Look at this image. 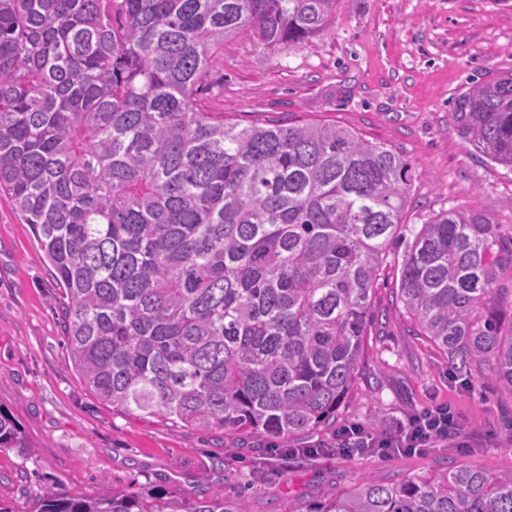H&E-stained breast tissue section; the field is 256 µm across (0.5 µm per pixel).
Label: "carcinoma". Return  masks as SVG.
<instances>
[{
    "label": "carcinoma",
    "mask_w": 512,
    "mask_h": 512,
    "mask_svg": "<svg viewBox=\"0 0 512 512\" xmlns=\"http://www.w3.org/2000/svg\"><path fill=\"white\" fill-rule=\"evenodd\" d=\"M336 0H0V194L60 290L69 359L102 403L250 431L270 449L334 417L379 286L448 369L512 392V233L474 206L404 222L409 161L314 120L242 126L199 94L224 43L299 46ZM512 167V73L454 101ZM486 371L472 374V367ZM0 409V451L28 456ZM32 512H250L201 488L43 486ZM290 512H512V459L363 479Z\"/></svg>",
    "instance_id": "carcinoma-1"
}]
</instances>
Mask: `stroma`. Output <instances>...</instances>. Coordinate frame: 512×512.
<instances>
[{
    "label": "stroma",
    "mask_w": 512,
    "mask_h": 512,
    "mask_svg": "<svg viewBox=\"0 0 512 512\" xmlns=\"http://www.w3.org/2000/svg\"><path fill=\"white\" fill-rule=\"evenodd\" d=\"M512 72V0H336L327 28L300 46L225 42L206 108L241 125L333 121L403 154L412 165L408 223L477 206L512 229V169L458 133L453 99ZM57 288L31 228L0 195V407L20 424L28 459L0 453V502L26 512L39 485L96 494L144 486L193 496L201 482L227 498L249 492L251 512H287L311 492L327 497L369 478L392 484L457 465L485 472L512 458V393L448 376L446 357L413 335L390 289H379L360 374L334 423L290 438L330 443L336 427L394 432L449 402L466 415L467 447L439 443L414 455L281 459L257 434L182 427L112 410L67 359Z\"/></svg>",
    "instance_id": "stroma-1"
}]
</instances>
